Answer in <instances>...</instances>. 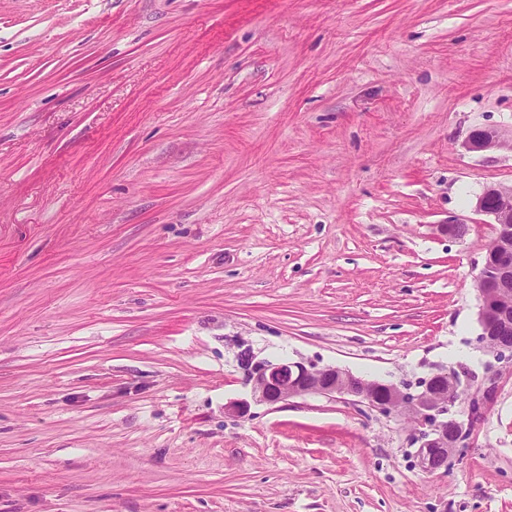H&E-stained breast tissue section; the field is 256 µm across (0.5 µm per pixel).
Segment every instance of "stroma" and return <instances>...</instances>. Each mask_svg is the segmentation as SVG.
Segmentation results:
<instances>
[{"mask_svg":"<svg viewBox=\"0 0 512 512\" xmlns=\"http://www.w3.org/2000/svg\"><path fill=\"white\" fill-rule=\"evenodd\" d=\"M478 130L512 0H0V512H512ZM246 348L494 386L428 473L395 412L225 415Z\"/></svg>","mask_w":512,"mask_h":512,"instance_id":"obj_1","label":"stroma"}]
</instances>
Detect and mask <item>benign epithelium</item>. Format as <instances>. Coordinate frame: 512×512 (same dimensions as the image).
<instances>
[{"mask_svg":"<svg viewBox=\"0 0 512 512\" xmlns=\"http://www.w3.org/2000/svg\"><path fill=\"white\" fill-rule=\"evenodd\" d=\"M508 146L494 131L473 132L466 142L472 151ZM474 211L493 219L494 238L475 278L480 306L478 323L481 333L477 341L482 351L496 361H512V345L492 342L491 336L512 335V235L501 228L512 224V186L487 187L477 198ZM246 378L251 400L277 405L307 395L341 397L355 405L390 413L398 406L412 410L418 416L421 429L415 436L419 443L417 460L426 472L448 470L449 463L465 444L464 422L454 438H448V392L458 384L453 370H440L423 378L414 387L364 380L333 366L285 361L271 363L254 357L249 360ZM249 400V401H251ZM249 401L236 400L224 407V413L238 416L249 407Z\"/></svg>","mask_w":512,"mask_h":512,"instance_id":"1","label":"benign epithelium"}]
</instances>
